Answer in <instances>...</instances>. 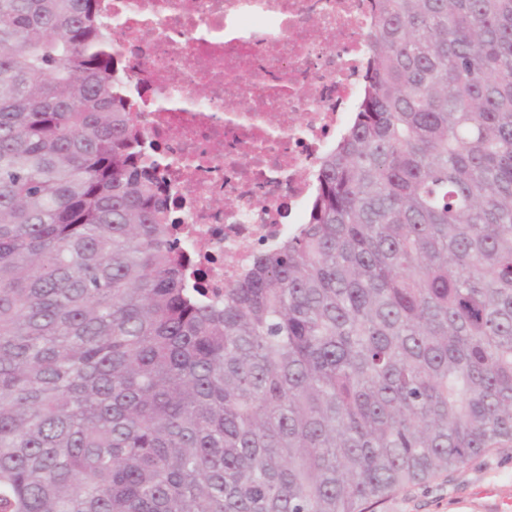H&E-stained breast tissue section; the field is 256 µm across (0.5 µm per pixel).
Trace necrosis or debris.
Masks as SVG:
<instances>
[{
  "mask_svg": "<svg viewBox=\"0 0 512 512\" xmlns=\"http://www.w3.org/2000/svg\"><path fill=\"white\" fill-rule=\"evenodd\" d=\"M179 239L215 291L307 218L348 125L373 0H100Z\"/></svg>",
  "mask_w": 512,
  "mask_h": 512,
  "instance_id": "necrosis-or-debris-1",
  "label": "necrosis or debris"
}]
</instances>
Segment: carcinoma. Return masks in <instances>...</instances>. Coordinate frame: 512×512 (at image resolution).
I'll use <instances>...</instances> for the list:
<instances>
[{"label":"carcinoma","instance_id":"1","mask_svg":"<svg viewBox=\"0 0 512 512\" xmlns=\"http://www.w3.org/2000/svg\"><path fill=\"white\" fill-rule=\"evenodd\" d=\"M97 0H0V512H365L512 447V0H378L305 224L219 299Z\"/></svg>","mask_w":512,"mask_h":512}]
</instances>
